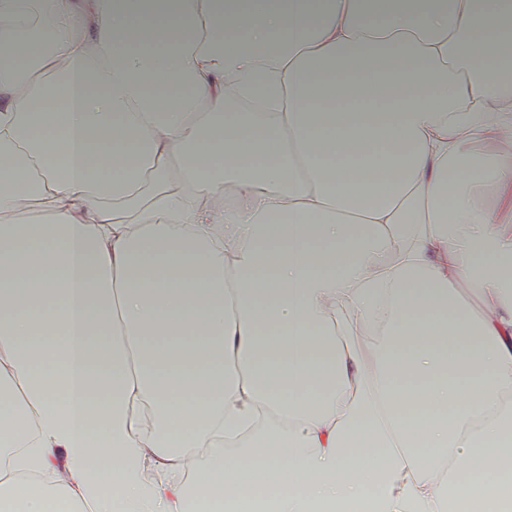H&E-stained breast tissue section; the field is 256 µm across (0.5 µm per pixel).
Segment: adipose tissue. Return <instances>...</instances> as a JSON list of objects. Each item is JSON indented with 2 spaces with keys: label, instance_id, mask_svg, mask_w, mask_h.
I'll use <instances>...</instances> for the list:
<instances>
[{
  "label": "adipose tissue",
  "instance_id": "ef3b65f1",
  "mask_svg": "<svg viewBox=\"0 0 512 512\" xmlns=\"http://www.w3.org/2000/svg\"><path fill=\"white\" fill-rule=\"evenodd\" d=\"M502 139L512 0H0V512H512Z\"/></svg>",
  "mask_w": 512,
  "mask_h": 512
}]
</instances>
